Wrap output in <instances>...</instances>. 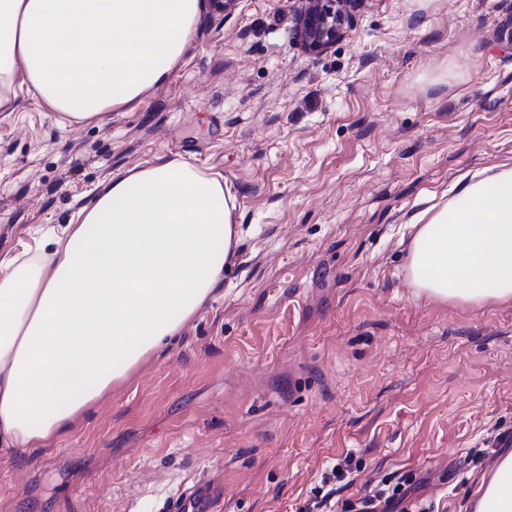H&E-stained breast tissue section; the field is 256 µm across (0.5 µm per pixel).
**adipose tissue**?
I'll return each instance as SVG.
<instances>
[{"mask_svg":"<svg viewBox=\"0 0 512 512\" xmlns=\"http://www.w3.org/2000/svg\"><path fill=\"white\" fill-rule=\"evenodd\" d=\"M204 0H0V112L17 77L59 124L100 121L162 85ZM219 174L160 159L112 176L80 223L0 257V451L38 448L144 359L160 356L224 281L241 236ZM414 299L512 303V165L459 181L419 213ZM475 512H512V450L475 490Z\"/></svg>","mask_w":512,"mask_h":512,"instance_id":"adipose-tissue-1","label":"adipose tissue"}]
</instances>
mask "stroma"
Segmentation results:
<instances>
[{"label": "stroma", "mask_w": 512, "mask_h": 512, "mask_svg": "<svg viewBox=\"0 0 512 512\" xmlns=\"http://www.w3.org/2000/svg\"><path fill=\"white\" fill-rule=\"evenodd\" d=\"M302 0H205L166 83L101 122L0 112V253L35 248L104 180L158 158L221 173L244 231L224 285L34 450L0 452V512H300L351 457L346 512L381 480L458 512L512 434V304L414 300L407 224L512 165V0H362L315 54ZM454 73L441 82L443 70ZM328 493V492H327ZM215 495L200 488H192L181 494L178 503L179 512H211Z\"/></svg>", "instance_id": "obj_1"}]
</instances>
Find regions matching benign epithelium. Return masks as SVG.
Returning <instances> with one entry per match:
<instances>
[{
  "label": "benign epithelium",
  "mask_w": 512,
  "mask_h": 512,
  "mask_svg": "<svg viewBox=\"0 0 512 512\" xmlns=\"http://www.w3.org/2000/svg\"><path fill=\"white\" fill-rule=\"evenodd\" d=\"M356 0H304L300 11L297 37L305 48L323 52L341 37L345 26H353L355 17L350 11Z\"/></svg>",
  "instance_id": "7a95c632"
}]
</instances>
